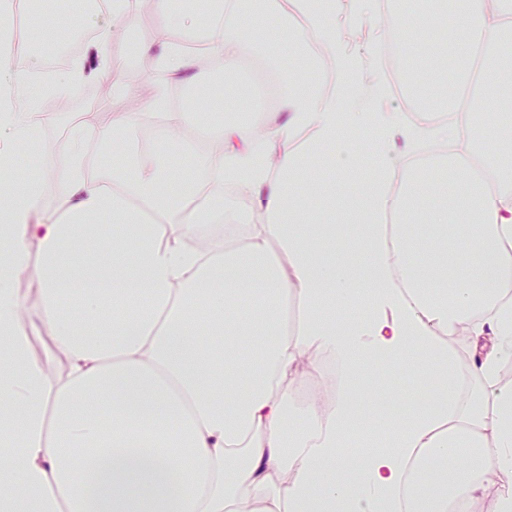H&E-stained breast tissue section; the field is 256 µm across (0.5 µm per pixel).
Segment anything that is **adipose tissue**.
<instances>
[{
  "instance_id": "adipose-tissue-1",
  "label": "adipose tissue",
  "mask_w": 512,
  "mask_h": 512,
  "mask_svg": "<svg viewBox=\"0 0 512 512\" xmlns=\"http://www.w3.org/2000/svg\"><path fill=\"white\" fill-rule=\"evenodd\" d=\"M291 2L324 50L326 94L296 62L277 117L241 125L121 86L136 109L72 130L59 153L68 189L39 223L41 188L13 173L19 147L39 138L47 89L12 62L14 12L0 0V512H447L449 493L490 491L493 512H512V382L502 378L512 366V145L491 149L487 175L467 161L475 133L497 136L489 99H512V55L501 51L512 0H400V40L419 19L449 15L463 35L454 77L419 61L421 93L449 104L445 120L419 122L360 96L369 84L383 98L387 86L337 42L327 22L336 0ZM131 9L112 0L111 24L88 47L96 66L73 59L55 91L119 67L112 46ZM149 11L180 37L138 53L198 100L212 65L237 74L255 46L275 69L288 52L263 41L267 19L288 21L274 9L149 0ZM187 124L204 153L178 140ZM147 127L150 152L138 146ZM90 138L114 146L97 179L84 173ZM429 139L451 152L410 164ZM322 165L361 185L353 241L336 229L335 195L318 206L299 190ZM23 272L40 292L29 314L15 288ZM247 281L264 293L246 299ZM462 331L460 354L447 341ZM312 349L341 367L332 403L295 399ZM386 367L428 382L433 400L391 424L389 448L349 461L351 389Z\"/></svg>"
}]
</instances>
